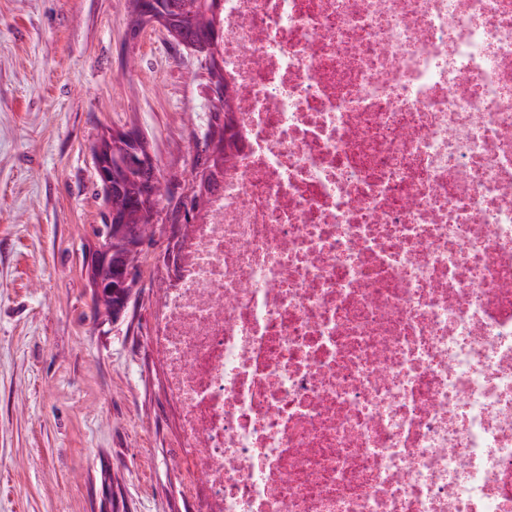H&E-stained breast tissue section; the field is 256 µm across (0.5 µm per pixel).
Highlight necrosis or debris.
I'll return each mask as SVG.
<instances>
[{"instance_id": "1", "label": "necrosis or debris", "mask_w": 512, "mask_h": 512, "mask_svg": "<svg viewBox=\"0 0 512 512\" xmlns=\"http://www.w3.org/2000/svg\"><path fill=\"white\" fill-rule=\"evenodd\" d=\"M230 157L153 329L199 512H512V0H223Z\"/></svg>"}]
</instances>
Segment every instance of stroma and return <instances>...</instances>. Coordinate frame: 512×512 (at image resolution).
I'll return each mask as SVG.
<instances>
[{"mask_svg": "<svg viewBox=\"0 0 512 512\" xmlns=\"http://www.w3.org/2000/svg\"><path fill=\"white\" fill-rule=\"evenodd\" d=\"M133 131L173 197L213 131L203 56L130 0H0V512H197L150 327L176 242L142 247L101 323L88 261L108 207L92 152Z\"/></svg>", "mask_w": 512, "mask_h": 512, "instance_id": "obj_1", "label": "stroma"}]
</instances>
